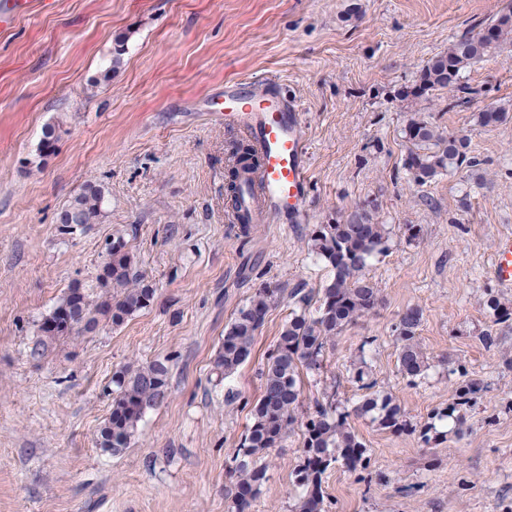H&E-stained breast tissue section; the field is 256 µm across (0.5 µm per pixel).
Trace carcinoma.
I'll return each mask as SVG.
<instances>
[{"mask_svg": "<svg viewBox=\"0 0 512 512\" xmlns=\"http://www.w3.org/2000/svg\"><path fill=\"white\" fill-rule=\"evenodd\" d=\"M508 40L512 42V7L496 15L478 32L461 36L450 44L448 51L431 58L416 83L401 91L400 96L419 98L447 88L455 92L450 106L467 102L476 90L462 81V73L499 51ZM403 135L408 143L404 167L419 185L447 171L480 165L477 157L469 155L467 137L446 136L419 117L408 120ZM58 138L59 127L46 125L37 153L27 160V165L41 167ZM259 167L260 160L252 143L241 140L233 145L224 197L245 235L249 233L251 217L242 213L241 180L243 174L255 173ZM104 198L103 187L86 184L58 213L59 231L69 234L75 225L86 229L101 223ZM309 243L311 251L330 268L331 278L315 297L302 288L289 293L292 311L261 369V396L251 409V425L228 471L233 489L227 512H252L266 479L264 456L282 447L296 429L301 432L302 462L295 470V483L302 494L292 512H326L323 477L331 465L340 463L351 472L369 465L368 449L351 426L352 418L369 416L380 429L394 433L408 430L401 406L392 395L375 391L376 382L366 380L367 373L362 368L354 376L359 389L369 391L362 400L341 407L333 392L315 401L313 410H303L301 370L322 369L326 346L347 326L374 314L379 307V291L366 275V267L374 254L384 251L386 228L373 221L369 210L361 208L343 221L314 225ZM155 292L146 283L125 237L114 236L112 248L105 251L96 285L71 284L43 317L40 345L91 331L102 319L119 326L148 308ZM276 298V290L260 288L238 310L224 331L214 359L217 371L227 376L251 357L256 333ZM315 298L318 306L311 315L309 307ZM421 319L420 309L408 308L395 328L399 372L411 381L424 377L428 368L426 353L416 336ZM458 373L461 381L455 387L452 402L444 411L434 414L448 422V430L439 431L432 422L421 427L419 435L426 446L450 433L460 434L468 408L477 402L482 391L480 382L467 378L465 369H458ZM112 384V409L98 430L97 445L117 454L129 447L144 415L167 399L168 367L160 360L133 361L113 373Z\"/></svg>", "mask_w": 512, "mask_h": 512, "instance_id": "carcinoma-1", "label": "carcinoma"}]
</instances>
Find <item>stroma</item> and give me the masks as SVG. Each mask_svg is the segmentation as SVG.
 I'll return each mask as SVG.
<instances>
[{
	"label": "stroma",
	"instance_id": "35a3bbf8",
	"mask_svg": "<svg viewBox=\"0 0 512 512\" xmlns=\"http://www.w3.org/2000/svg\"><path fill=\"white\" fill-rule=\"evenodd\" d=\"M509 6L58 0L0 33V512H226L227 471L291 311L287 296L329 277L310 231L368 204L390 231L367 268L382 304L327 346L321 371L303 374L304 403L331 387L339 401L357 400L350 372L363 361L414 430L353 420L371 464L332 465L325 508L512 512V323L496 326L495 347L481 341L488 299L512 302L488 270L496 239L512 234V120L477 122L486 109L512 110V46L464 72L477 93L462 106L449 108L445 89L398 95L430 58ZM119 45L111 81L93 85ZM261 76L304 110L309 217L296 224L284 215L245 235L224 203L227 149L240 132L211 107L227 82ZM414 116L466 136L477 173L413 182L402 129ZM49 123L61 126L53 154L41 169L24 168ZM90 181L106 188L104 218L60 233L57 213ZM116 233L156 290L152 306L32 356L42 316L71 283H94ZM263 287L280 297L251 359L221 377L214 358L224 330ZM410 307L422 311L418 339L430 363L414 383L398 371L395 341ZM134 359L165 361L169 394L112 455L96 435L112 409V374ZM459 367L483 390L462 435L425 446L417 430L447 407ZM300 456L296 433L269 453L253 512H289Z\"/></svg>",
	"mask_w": 512,
	"mask_h": 512
}]
</instances>
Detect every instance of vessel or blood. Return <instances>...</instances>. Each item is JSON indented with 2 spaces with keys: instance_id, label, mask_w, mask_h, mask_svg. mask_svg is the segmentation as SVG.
Masks as SVG:
<instances>
[{
  "instance_id": "obj_1",
  "label": "vessel or blood",
  "mask_w": 512,
  "mask_h": 512,
  "mask_svg": "<svg viewBox=\"0 0 512 512\" xmlns=\"http://www.w3.org/2000/svg\"><path fill=\"white\" fill-rule=\"evenodd\" d=\"M55 0H0V32L24 17L52 10ZM224 123L243 131L261 156L257 192H246L245 206L253 220L268 222L285 213L304 222L309 189L304 120L297 101L268 92L260 83L233 82L224 87ZM490 275L512 288V235L495 244Z\"/></svg>"
}]
</instances>
